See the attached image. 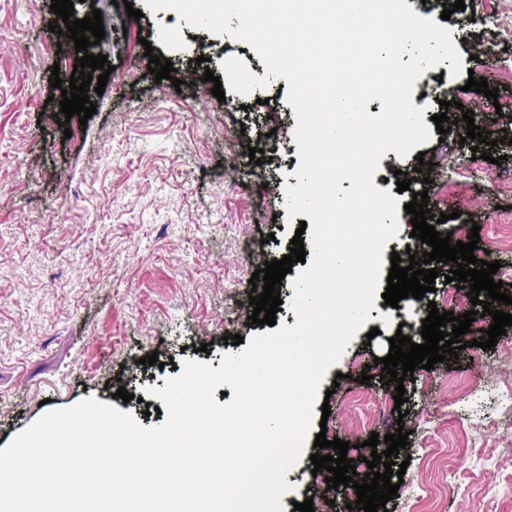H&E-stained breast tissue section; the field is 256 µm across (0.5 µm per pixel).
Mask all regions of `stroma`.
Returning <instances> with one entry per match:
<instances>
[{"label": "stroma", "mask_w": 512, "mask_h": 512, "mask_svg": "<svg viewBox=\"0 0 512 512\" xmlns=\"http://www.w3.org/2000/svg\"><path fill=\"white\" fill-rule=\"evenodd\" d=\"M132 3L140 19L112 0H75V18L101 10L105 37L90 52L106 55L113 71L104 93H90L96 112L87 123L74 116L62 128L49 78L69 80L72 69L56 66L51 0H0V450L50 410L87 397L130 412L142 426L161 425L165 415L145 412L159 404L151 388L164 387L184 360L216 369L224 354L240 353L225 335L268 331L249 325L245 310L253 272L289 254L295 235L284 193L297 185L300 164L288 82L280 77L217 100L204 72L223 75V61L238 55L253 75L265 76L255 50L192 28L173 10ZM445 26L464 68L486 78L498 99L465 90L466 76L450 77L448 64L426 70L416 86L437 97L426 116L439 113L440 101L457 102L449 111L456 132L421 147L446 177L398 191L396 171L412 172L418 162L390 151L373 183L403 205L427 191L432 215L447 214L453 240L467 241L479 225L475 254L499 260L495 277L507 293L512 145L503 143L496 113H512V68L477 51L488 42L512 49V27L489 32L460 10ZM153 54L178 71L194 70V85L178 90L156 80L148 70ZM201 56L208 65L198 64ZM464 108L494 139L491 160L474 158L464 143ZM253 147L263 151L270 187L225 178V163L249 164ZM261 238L264 254L248 255L246 244ZM449 270L439 264L435 289L423 299L404 298L392 308L376 298L369 324L378 335L358 331L321 384L332 392L326 436L349 442L362 476L368 468L359 443L404 427L409 444L398 458L414 481V512H512V405L502 397L503 386L512 385V326L491 349L469 347L433 369L416 368L403 382V418L394 385L379 382L373 363L387 356L399 324L421 342L415 325L428 302L442 312L471 310L466 294L450 292ZM153 353L158 364H143ZM364 371L372 375L366 384L358 381ZM118 376L134 395L130 402L115 395ZM313 452L306 446L286 475L292 490L281 498L285 512L308 498L315 512H348L350 495L328 488L326 470L312 468Z\"/></svg>", "instance_id": "stroma-1"}]
</instances>
